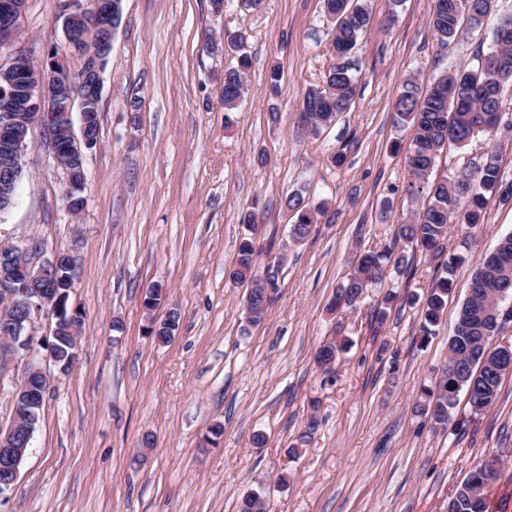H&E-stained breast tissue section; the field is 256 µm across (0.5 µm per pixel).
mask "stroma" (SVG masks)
Instances as JSON below:
<instances>
[{
  "label": "stroma",
  "mask_w": 512,
  "mask_h": 512,
  "mask_svg": "<svg viewBox=\"0 0 512 512\" xmlns=\"http://www.w3.org/2000/svg\"><path fill=\"white\" fill-rule=\"evenodd\" d=\"M365 2L368 30L349 58L357 93L314 127L304 94L334 63L323 0H264L257 10L224 0L220 13L210 0H122L82 212L68 211L67 175L37 127L15 201L0 213V241L32 248L34 262L74 253L70 302L85 313L66 370L50 356V320H35L30 354L51 386L0 512H238L250 493L265 512H447L453 490L490 456L499 465L487 492L512 512V375L465 434L414 410L448 363L475 260L512 233V203L489 199L484 224L451 226L444 251L462 261L427 343L418 324L435 262L415 244L405 246L410 269H387L353 307L334 304L360 252L388 244L424 206L411 196L413 131L396 119L398 92L410 78L426 87L476 68L512 0H494L480 29L446 44L428 25L433 0ZM57 14L58 0H25L0 64L38 65L55 50L77 73L84 58L66 47ZM227 29L244 33L252 61L250 93L229 114L222 82L235 56L205 49ZM489 145L484 136L447 145L433 180H458ZM293 193L324 208L301 241L283 208ZM249 209L263 217L253 231L241 222ZM250 232L262 248L257 278L276 283L258 325L245 319L246 286L228 277ZM152 285L181 314L165 343L145 333ZM391 290L398 297L384 305ZM329 340L346 348L326 368L316 353ZM257 433L264 447L253 445Z\"/></svg>",
  "instance_id": "obj_1"
}]
</instances>
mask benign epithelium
Returning a JSON list of instances; mask_svg holds the SVG:
<instances>
[{
  "mask_svg": "<svg viewBox=\"0 0 512 512\" xmlns=\"http://www.w3.org/2000/svg\"><path fill=\"white\" fill-rule=\"evenodd\" d=\"M25 0H0V45L10 41L15 33ZM118 0H59V15L69 47L84 56L81 70L71 75L56 59L55 54L33 73L23 58L7 67L0 65V77L9 93L25 102L26 108L37 118L35 124L54 136L58 118L66 121L72 156L84 157L83 150L97 146L90 136L91 127L99 121L101 74L104 61L112 51L113 10ZM28 251L14 246L0 248V336L8 344H0V368L6 369L17 353L16 345H31L34 316L43 313L54 319L52 338L67 337L77 343L81 327L75 317L64 315L66 297L54 283L55 271L60 266V255L54 253L43 262L32 265L35 277L42 287L26 291L16 284L13 268L27 256ZM36 363L29 360L23 368L21 383L12 391V400L29 392V381ZM17 421L0 427V487L13 488L25 457L26 447L17 445Z\"/></svg>",
  "mask_w": 512,
  "mask_h": 512,
  "instance_id": "1",
  "label": "benign epithelium"
}]
</instances>
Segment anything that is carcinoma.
<instances>
[{"label":"carcinoma","mask_w":512,"mask_h":512,"mask_svg":"<svg viewBox=\"0 0 512 512\" xmlns=\"http://www.w3.org/2000/svg\"><path fill=\"white\" fill-rule=\"evenodd\" d=\"M446 0H434L429 17L437 40L448 43L468 29L482 24L489 13L492 0H458L455 10L444 6ZM328 14L334 16L336 34L332 45L334 50L348 56L358 39L367 31L369 15L361 0H325ZM512 28V15L503 17L493 32L489 51L480 54L482 58L502 61L495 66L481 70H449L439 75L426 89L409 79L403 85L395 104L397 117L411 124L414 135L407 164L416 183L413 192L428 189V204L419 222L397 225L393 241L380 251L364 253L357 261L354 273L347 279L337 294L336 305L353 306L363 289L372 282L382 279L384 264L394 262V267H407L409 259L404 251L398 250V242L406 241L436 257L443 254L444 242L448 237V224L455 222L468 229L482 223L487 200L499 197L505 203L512 199V182L506 184L501 175L499 153L492 149L485 154L482 163L467 177L452 185L448 181L429 182L440 151L448 143L459 148L467 146L479 135L496 137L499 114L503 113L500 87L512 81V39L504 41L499 37L501 26ZM229 49L237 52L236 64L224 69V111L232 112L247 97L249 87L245 81L246 71L251 67L250 56L243 51V43H233ZM459 87L466 92V99L456 101L442 93V89ZM357 82L349 70L334 63L326 77V87L318 93L317 110L307 113V119L317 126L325 116L335 117L339 109L347 108L355 96ZM71 197L76 203L73 210L81 211L77 202L84 190V169L74 167L70 172ZM466 194L467 204H461L460 195ZM284 209L291 213V236L297 240L306 239L322 210L304 202L298 194L284 200ZM498 254L486 255L476 263L472 282L483 285L480 292H470L458 313L457 330L448 341V368L442 371L440 379L432 388L422 391L415 412L425 414L437 423H448V415L458 405L459 394L475 388L480 401L468 398V410L459 416L454 429L464 433L472 419L489 409L498 399L502 379L491 369L481 367L482 361H494L497 350L487 347L490 337L496 335L495 327L479 319V315L494 303H502L512 296V287L503 290L500 283L512 280V234L502 236L498 243ZM260 251L253 237L243 239L238 248L235 267L231 272L234 282L253 283L251 292L255 298L253 315L248 322L261 323L268 311L272 297L268 291L275 290V281H262L253 276V267ZM462 258L451 255L437 266L432 285L424 297L422 319L419 323V343H425L432 336V327L440 320L447 306L448 293L452 288L456 267ZM179 322L153 324L149 335L161 342L175 334ZM343 344L331 341L317 352L320 364L333 363L342 351ZM31 393L25 396L17 409L20 426L32 431L38 422L41 409L37 408L40 397V375L30 380ZM497 460L485 462L484 468L472 469L468 477L476 480V491L467 493L457 487L448 500V512H496L486 493V486L495 478L494 465Z\"/></svg>","instance_id":"obj_1"}]
</instances>
